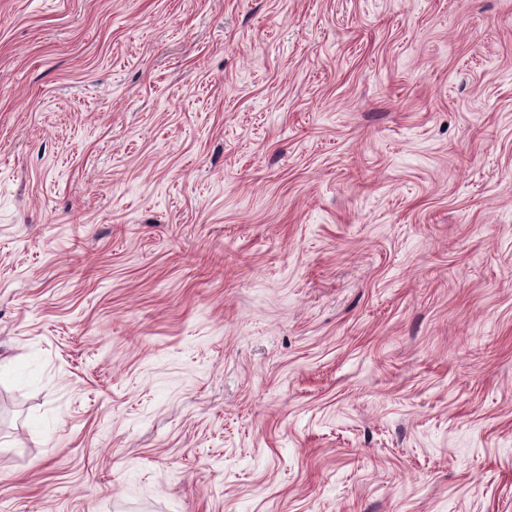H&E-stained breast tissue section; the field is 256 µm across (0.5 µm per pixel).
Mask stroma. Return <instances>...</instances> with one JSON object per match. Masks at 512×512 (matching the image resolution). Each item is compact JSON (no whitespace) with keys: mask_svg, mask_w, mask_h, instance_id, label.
Segmentation results:
<instances>
[{"mask_svg":"<svg viewBox=\"0 0 512 512\" xmlns=\"http://www.w3.org/2000/svg\"><path fill=\"white\" fill-rule=\"evenodd\" d=\"M0 362V512H512V0H0Z\"/></svg>","mask_w":512,"mask_h":512,"instance_id":"stroma-1","label":"stroma"}]
</instances>
